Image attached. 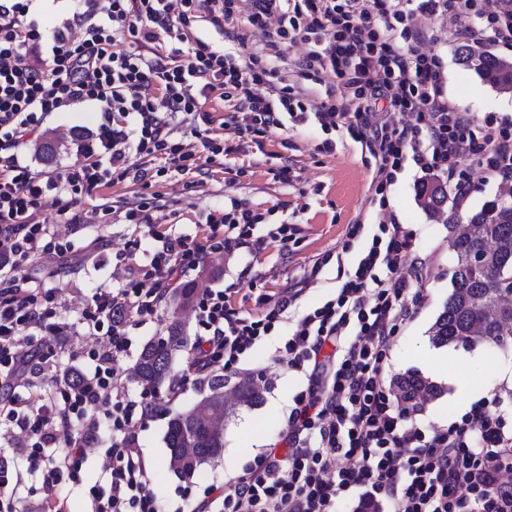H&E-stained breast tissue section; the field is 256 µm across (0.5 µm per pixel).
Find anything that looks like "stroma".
I'll return each instance as SVG.
<instances>
[{"label":"stroma","mask_w":512,"mask_h":512,"mask_svg":"<svg viewBox=\"0 0 512 512\" xmlns=\"http://www.w3.org/2000/svg\"><path fill=\"white\" fill-rule=\"evenodd\" d=\"M418 23L438 33L431 50L443 62L444 90L449 101L470 112L479 124L490 117L512 121V91L494 88L459 63V44L448 37V20L425 16ZM100 118L99 106L91 103L49 115L39 136L25 147L27 160L37 170L73 163V128H95ZM284 138L291 141V148L281 146ZM329 141L335 143V150H326ZM284 161L298 175L288 185L274 180L271 173ZM414 176L411 168L398 173L387 193L388 209L398 223L414 230L417 251L429 259V274L423 283L422 304L416 307L393 343L391 364L393 373L416 371L425 376L429 370L420 363L419 355L431 346L429 330L448 301L456 258L448 248L447 224L430 216L420 204ZM374 190V167L364 162L360 144L344 132L326 133L320 127L305 126L285 137L272 134L265 140L263 150L230 156L224 164L212 165L204 176L169 174L148 188L118 183L92 189L75 201L46 199L36 212V221L57 225L74 251L64 260L37 257L25 267L30 287L47 292L58 321L70 327L66 340L54 343V360L36 378L37 390L56 391L64 372L70 368L85 373L93 371L94 363L84 352L94 342L84 336L79 313L97 288L118 287L131 267L149 264L156 247L154 234L187 232L206 236L207 211L223 206L229 197L246 200L264 214L263 223L253 229L254 235H267L272 225L283 221L297 224L300 236L288 247L272 241L258 253L242 248L212 256L199 269L185 272V279L202 280L209 288L236 285L239 292L232 298L234 308L252 312L256 309L254 295L279 297L295 287L318 259L337 254L351 224L359 222L364 226L353 242L354 248L368 242L377 232L380 220L378 206L371 203ZM142 197L155 199L159 206L149 229L125 224L120 216L125 202ZM63 207L80 215V222L61 223L59 210ZM172 309L171 298H164L152 317L132 329V347L115 364L118 383L130 397H139L141 393L140 386L131 378L135 361L149 340L165 335L174 315ZM292 330L291 323L281 322L277 335L258 344L246 360L252 371L250 379L260 393L258 403L236 404L233 388L225 387L224 397L233 406L224 421L223 451L189 479L179 477L167 464L164 436L169 412L193 407L208 394L209 388L206 383L186 378L187 355L177 353L172 375L183 382L179 397L157 403L155 412L137 427L150 487L161 512H191L204 499L210 485L223 484L225 479L241 473L261 452L263 443L277 438L286 423L288 408L301 389L298 376L286 364L272 358L281 337ZM77 350L82 353L78 359L73 356ZM502 367L512 369V346L493 352L482 350L480 360L464 366L452 361L447 364L448 372L467 380L470 387L481 390L487 399L506 390L505 384L498 381V370ZM438 385L440 395L423 404L419 420L444 428L459 420L462 410L454 387L444 379ZM92 413L99 423L97 439L88 445L77 476L63 477L56 488L65 512H89L92 493H109L110 472L104 451L112 443V428L105 416V406H96ZM42 481L41 472L20 471L18 485L0 488V501L8 503L11 512H40Z\"/></svg>","instance_id":"1"}]
</instances>
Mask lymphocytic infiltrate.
I'll list each match as a JSON object with an SVG mask.
<instances>
[{
	"label": "lymphocytic infiltrate",
	"mask_w": 512,
	"mask_h": 512,
	"mask_svg": "<svg viewBox=\"0 0 512 512\" xmlns=\"http://www.w3.org/2000/svg\"><path fill=\"white\" fill-rule=\"evenodd\" d=\"M33 2L0 0V386L30 392L0 411L27 437L19 461L43 472L45 512H62L54 489L64 473L79 470L95 439L89 410L108 405L111 482L91 512H159L135 430L149 404L120 393L114 364L132 345L133 317L155 313L177 272L216 253L262 249L263 239L250 234L261 215L234 199L209 212L205 242L158 236L148 265L123 287L97 289L81 311L85 335L99 341L88 352L93 375L47 397L32 392L31 381L52 358V341L68 331L39 289L24 287L22 270L32 256L61 258L68 248L52 225L36 221L43 199L126 181L146 188L171 172L200 174L263 146L272 131L307 125L346 130L360 143L375 161L383 209L408 166L440 173L460 201L473 184L457 178L459 162L510 183L512 127H476L449 102L442 62L425 51L428 36L415 18L447 16L452 40L512 47V0H495L487 14L478 0H78L45 31ZM202 21L237 50L196 36ZM258 31L260 48L248 50ZM163 41L173 45L165 57L155 49ZM298 41L309 49L289 62L287 49ZM288 64L300 84L285 82ZM328 79L338 92L320 100L302 87ZM214 94L240 114L238 141L214 130L206 108ZM80 103L99 104L103 118L96 129L75 128V162L34 170L25 145L47 116ZM182 128L195 145L178 137ZM427 269L411 230L379 224L334 296L299 318L277 350L276 360L305 380L278 440L241 475L210 487L197 512H337L346 497L351 512H512V424L503 398L436 429L423 427L396 394L390 351L423 301ZM311 283L304 278L266 312L247 316L233 308L232 289H205L196 309L197 378L218 365L237 375ZM33 330L42 339H31Z\"/></svg>",
	"instance_id": "obj_1"
}]
</instances>
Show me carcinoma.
<instances>
[{
  "instance_id": "carcinoma-1",
  "label": "carcinoma",
  "mask_w": 512,
  "mask_h": 512,
  "mask_svg": "<svg viewBox=\"0 0 512 512\" xmlns=\"http://www.w3.org/2000/svg\"><path fill=\"white\" fill-rule=\"evenodd\" d=\"M459 61L493 87H509L504 76L512 69L511 62L466 45L460 48ZM419 197L431 215L444 214L448 192L440 181L422 185ZM456 223V215H448L451 234L448 247L456 255L457 262L451 272L448 302L430 329L432 343L439 347L462 343L501 349L512 342V317L489 319L483 307L495 305L507 295L512 296V200H495L468 216L471 231L465 235L455 233ZM489 239L496 246L491 261L476 272L463 266L464 258ZM197 289V280L187 282L176 292L178 305H191ZM188 346L183 325L172 320L167 326V336L144 345L133 366V381L145 389L161 388L170 376L174 356L188 351ZM224 384L222 375L210 379L207 412L202 413L195 406L171 412L165 434L169 457L181 454L184 448L195 449L190 460L176 470L183 478L192 477L202 464L221 455L224 430L214 429L212 419L227 415L223 405ZM396 389L403 401L414 404L426 403L440 393L437 385L415 373L398 377Z\"/></svg>"
}]
</instances>
